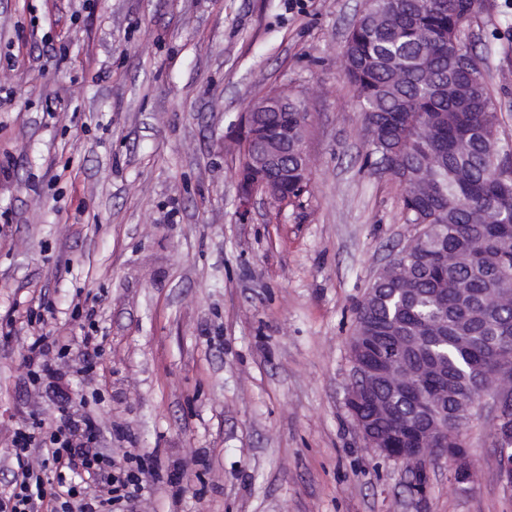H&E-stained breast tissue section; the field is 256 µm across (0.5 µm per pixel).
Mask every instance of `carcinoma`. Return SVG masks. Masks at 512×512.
I'll return each mask as SVG.
<instances>
[{"instance_id": "1", "label": "carcinoma", "mask_w": 512, "mask_h": 512, "mask_svg": "<svg viewBox=\"0 0 512 512\" xmlns=\"http://www.w3.org/2000/svg\"><path fill=\"white\" fill-rule=\"evenodd\" d=\"M392 11L369 4L348 31L344 77L353 87L366 125L380 130L366 159L389 166L401 187L405 223L420 226L416 242L392 270L371 284L356 315L355 331L370 337L358 358L374 361L390 351L394 336H423L402 356L411 371L424 361L441 370L440 421L448 424L454 457L466 451L462 408L476 401L497 376L512 378V352L494 355L495 336L512 332V148L504 150L501 125L483 72L465 65L473 55L466 28L483 0H394ZM303 106L288 99V113L254 116L264 147L274 130L301 126ZM288 137L280 161L288 164L293 205L308 192L304 159ZM386 448H405V430L426 429L409 400L379 378L357 404ZM512 433V395L495 431Z\"/></svg>"}]
</instances>
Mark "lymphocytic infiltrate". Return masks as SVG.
Wrapping results in <instances>:
<instances>
[{"instance_id":"1","label":"lymphocytic infiltrate","mask_w":512,"mask_h":512,"mask_svg":"<svg viewBox=\"0 0 512 512\" xmlns=\"http://www.w3.org/2000/svg\"><path fill=\"white\" fill-rule=\"evenodd\" d=\"M66 351L59 341L34 337L25 356L29 377L39 380ZM99 433L93 415L76 418L64 408L49 433L32 426L16 429L12 446L17 469L12 490L0 498V512H40L48 500L55 503L52 512H133L147 469L132 455L126 466H116L111 457L95 450ZM37 452L51 460L55 487H47L40 470L32 467L30 459Z\"/></svg>"}]
</instances>
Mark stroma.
Instances as JSON below:
<instances>
[{
	"label": "stroma",
	"instance_id": "35a3bbf8",
	"mask_svg": "<svg viewBox=\"0 0 512 512\" xmlns=\"http://www.w3.org/2000/svg\"><path fill=\"white\" fill-rule=\"evenodd\" d=\"M364 0H0V493L16 428L96 415L115 462L180 471L139 512H512L491 398L448 459L370 448L346 405L356 307L415 234L400 188L365 161L342 51ZM468 35L512 143V0ZM303 100L309 190L241 212L242 113ZM70 347L31 382L26 311ZM101 356L83 375L75 304ZM421 493H413L415 475Z\"/></svg>",
	"mask_w": 512,
	"mask_h": 512
}]
</instances>
